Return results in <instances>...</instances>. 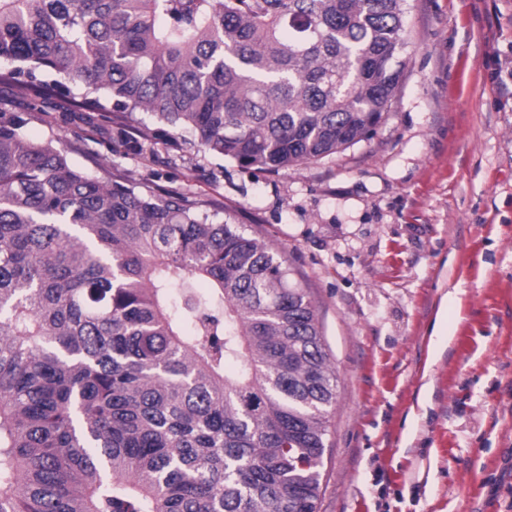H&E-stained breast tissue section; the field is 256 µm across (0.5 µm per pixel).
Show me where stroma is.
<instances>
[{
    "instance_id": "stroma-1",
    "label": "stroma",
    "mask_w": 512,
    "mask_h": 512,
    "mask_svg": "<svg viewBox=\"0 0 512 512\" xmlns=\"http://www.w3.org/2000/svg\"><path fill=\"white\" fill-rule=\"evenodd\" d=\"M404 80L376 134L279 172L147 112L0 111L81 169L185 194L308 288L336 374L318 512H512V0H405Z\"/></svg>"
}]
</instances>
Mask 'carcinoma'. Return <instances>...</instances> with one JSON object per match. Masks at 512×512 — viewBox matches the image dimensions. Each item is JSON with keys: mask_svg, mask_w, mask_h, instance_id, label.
<instances>
[{"mask_svg": "<svg viewBox=\"0 0 512 512\" xmlns=\"http://www.w3.org/2000/svg\"><path fill=\"white\" fill-rule=\"evenodd\" d=\"M403 3L0 0V84L278 172L376 133ZM25 126L0 113V512H318L336 377L286 260Z\"/></svg>", "mask_w": 512, "mask_h": 512, "instance_id": "obj_1", "label": "carcinoma"}]
</instances>
